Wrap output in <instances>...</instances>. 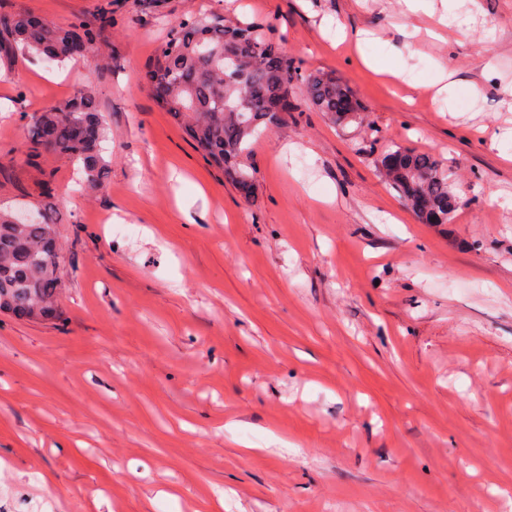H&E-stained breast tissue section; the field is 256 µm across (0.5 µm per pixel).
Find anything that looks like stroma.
Wrapping results in <instances>:
<instances>
[{
	"mask_svg": "<svg viewBox=\"0 0 512 512\" xmlns=\"http://www.w3.org/2000/svg\"><path fill=\"white\" fill-rule=\"evenodd\" d=\"M101 29L90 59L0 62V206L50 196L59 318L0 313V512H512V0H0ZM260 22L364 108L298 96L243 194L144 80L168 25ZM363 32L355 44L354 32ZM454 97L435 94L438 68ZM91 86L105 186L27 160L33 113ZM447 160L425 224L380 176ZM398 156L401 159L400 166H392L388 163L391 157ZM378 166L385 176L386 183L402 198L407 196V188L410 181L416 177L426 175L423 181L422 201L431 205L443 216L442 223H448L449 212L459 205V198L448 200L454 196L448 185L447 170L442 160L429 153H415L401 147H396L378 161Z\"/></svg>",
	"mask_w": 512,
	"mask_h": 512,
	"instance_id": "1",
	"label": "stroma"
}]
</instances>
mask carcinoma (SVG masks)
<instances>
[{
    "label": "carcinoma",
    "mask_w": 512,
    "mask_h": 512,
    "mask_svg": "<svg viewBox=\"0 0 512 512\" xmlns=\"http://www.w3.org/2000/svg\"><path fill=\"white\" fill-rule=\"evenodd\" d=\"M97 22L96 27L82 20L59 25L43 18L32 23L25 14H0V59L26 55L60 64L76 59L80 54L75 46H92L98 29L112 25V13L101 11ZM226 53L245 61L243 72H224ZM145 78L160 107L183 124L195 149L240 187L255 186V170L248 163L254 139L288 122L297 92L339 123L355 122L363 111L342 81L326 74H299L294 59L279 50L262 24L228 23L213 13L170 26ZM106 138L108 127L95 98L81 87L66 102L32 116L24 146L34 157L49 152L68 158L82 171V184L98 190L108 170L99 153ZM394 156L400 165L388 163ZM378 166L387 185L402 197L410 181L427 176L422 201L448 223L452 192L442 160L398 147ZM33 211L35 218L21 223L16 211L0 209V311L40 319L57 312L60 244L51 207L44 204Z\"/></svg>",
    "instance_id": "1"
}]
</instances>
